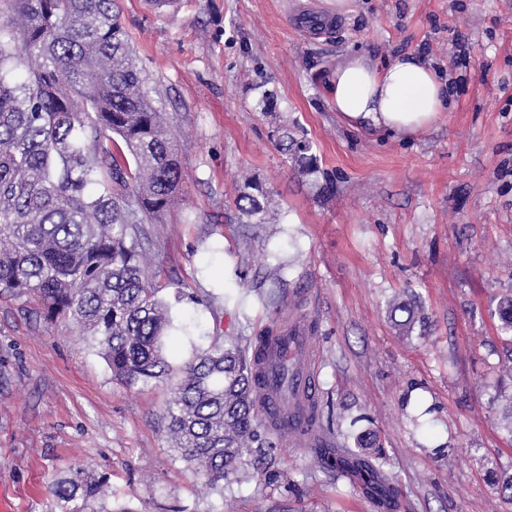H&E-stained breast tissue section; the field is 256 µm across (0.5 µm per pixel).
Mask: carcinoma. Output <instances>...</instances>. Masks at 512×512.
<instances>
[{"label":"carcinoma","mask_w":512,"mask_h":512,"mask_svg":"<svg viewBox=\"0 0 512 512\" xmlns=\"http://www.w3.org/2000/svg\"><path fill=\"white\" fill-rule=\"evenodd\" d=\"M305 173L316 156L306 139L283 135ZM182 171L174 134L136 66L115 0H10L0 22V291L28 295L44 317L75 324L99 350L113 379L134 386L168 375V306L152 286L141 240L175 201ZM245 223L264 224L270 195L255 181L238 189ZM498 330L512 350V296L498 307ZM410 329L414 310L391 306ZM244 351L217 344L186 365L167 408L173 448L205 485L255 465L272 466L279 430L261 417L260 379ZM319 456L348 465L366 493L393 509L397 490L382 455L350 448ZM109 478L74 470L51 486L60 512H112L101 505Z\"/></svg>","instance_id":"cac0c4a2"}]
</instances>
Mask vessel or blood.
I'll return each mask as SVG.
<instances>
[{"mask_svg": "<svg viewBox=\"0 0 512 512\" xmlns=\"http://www.w3.org/2000/svg\"><path fill=\"white\" fill-rule=\"evenodd\" d=\"M277 346L283 360L290 362V380L282 382L277 366L266 362L255 363L254 369L265 378V388L271 396L261 410L269 418L288 408H301L307 394L313 392L317 380L316 338L307 320L292 323L279 336Z\"/></svg>", "mask_w": 512, "mask_h": 512, "instance_id": "vessel-or-blood-1", "label": "vessel or blood"}]
</instances>
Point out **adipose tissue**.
I'll list each match as a JSON object with an SVG mask.
<instances>
[{
  "instance_id": "adipose-tissue-1",
  "label": "adipose tissue",
  "mask_w": 512,
  "mask_h": 512,
  "mask_svg": "<svg viewBox=\"0 0 512 512\" xmlns=\"http://www.w3.org/2000/svg\"><path fill=\"white\" fill-rule=\"evenodd\" d=\"M329 93L341 122L398 140L430 130L451 108L446 83L431 65L412 55L384 64L366 53L345 55L331 73Z\"/></svg>"
}]
</instances>
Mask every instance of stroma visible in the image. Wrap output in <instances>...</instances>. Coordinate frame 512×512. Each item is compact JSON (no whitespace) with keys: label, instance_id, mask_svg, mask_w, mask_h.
<instances>
[{"label":"stroma","instance_id":"35a3bbf8","mask_svg":"<svg viewBox=\"0 0 512 512\" xmlns=\"http://www.w3.org/2000/svg\"><path fill=\"white\" fill-rule=\"evenodd\" d=\"M176 2L116 0L183 171L143 241L173 320L171 372L121 384L74 324L0 294V486L15 512H59L50 487L77 468L109 476L134 512H380L306 446L279 444L275 477L221 491L170 446L164 414L196 350L302 315L322 434L348 447L377 434L395 512H512L491 481L512 475V359L494 314L512 295V0H351L330 26L327 0ZM356 49L430 62L449 115L406 142L344 126L328 79ZM286 133L311 142L316 173L293 169ZM248 177L272 195L268 223L239 218ZM276 281L277 305L224 301ZM410 293L424 323L406 334L390 307Z\"/></svg>","mask_w":512,"mask_h":512}]
</instances>
